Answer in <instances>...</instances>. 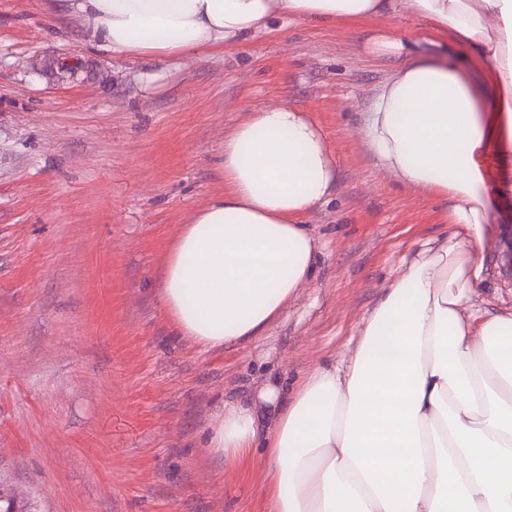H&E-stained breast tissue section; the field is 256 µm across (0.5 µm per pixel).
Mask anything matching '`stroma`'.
Returning a JSON list of instances; mask_svg holds the SVG:
<instances>
[{
	"mask_svg": "<svg viewBox=\"0 0 512 512\" xmlns=\"http://www.w3.org/2000/svg\"><path fill=\"white\" fill-rule=\"evenodd\" d=\"M405 15L270 32L184 58L91 43L57 0H0V497L14 512H266L265 461L206 451L224 402L269 378L296 388L340 364L382 288L451 237L449 198L380 171L358 135L375 88L408 57L471 71L451 33ZM388 33L399 50L375 53ZM295 107L337 159L303 222L314 275L261 333L204 350L174 328L161 259L224 190V135ZM484 229L481 308L512 307V195Z\"/></svg>",
	"mask_w": 512,
	"mask_h": 512,
	"instance_id": "obj_1",
	"label": "stroma"
}]
</instances>
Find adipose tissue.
Segmentation results:
<instances>
[{
	"label": "adipose tissue",
	"instance_id": "adipose-tissue-1",
	"mask_svg": "<svg viewBox=\"0 0 512 512\" xmlns=\"http://www.w3.org/2000/svg\"><path fill=\"white\" fill-rule=\"evenodd\" d=\"M90 39L126 57H175L266 31L408 14L476 52L474 83L446 61L404 62L359 130L379 168L449 197L450 240L398 270L346 365L286 392L225 403L207 450L227 466L264 446L267 512H512V310L480 311L494 197L481 151L512 160V0H62ZM331 143L306 112L267 106L224 138V191L169 243L161 299L214 349L259 335L312 277L302 218L336 183Z\"/></svg>",
	"mask_w": 512,
	"mask_h": 512
}]
</instances>
